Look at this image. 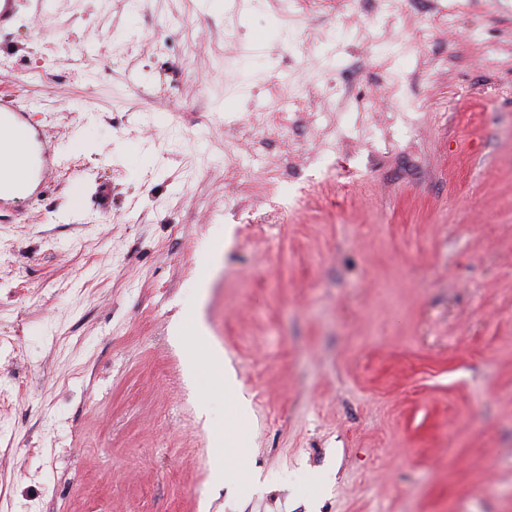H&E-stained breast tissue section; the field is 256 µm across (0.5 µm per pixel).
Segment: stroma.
Wrapping results in <instances>:
<instances>
[{"label": "stroma", "instance_id": "1", "mask_svg": "<svg viewBox=\"0 0 512 512\" xmlns=\"http://www.w3.org/2000/svg\"><path fill=\"white\" fill-rule=\"evenodd\" d=\"M0 95V512H512V0H26ZM26 115L27 111L16 101L0 99V132L21 133L25 141L36 143L42 169L52 168L56 164L55 148L41 137L38 129L27 125ZM10 148L14 151L16 155V164L14 160V156L9 151H3L2 145L0 143V167L4 169H8L10 166L15 164V166L8 170L10 172L11 176H22L23 175V167L21 165V158L23 155V146L20 141V137L18 135H14L11 143ZM42 174V173H41ZM40 176L37 179H30L27 182H13L5 184L4 181L0 182V211L6 206L11 204L14 199L20 196H33L42 193L43 178Z\"/></svg>", "mask_w": 512, "mask_h": 512}]
</instances>
